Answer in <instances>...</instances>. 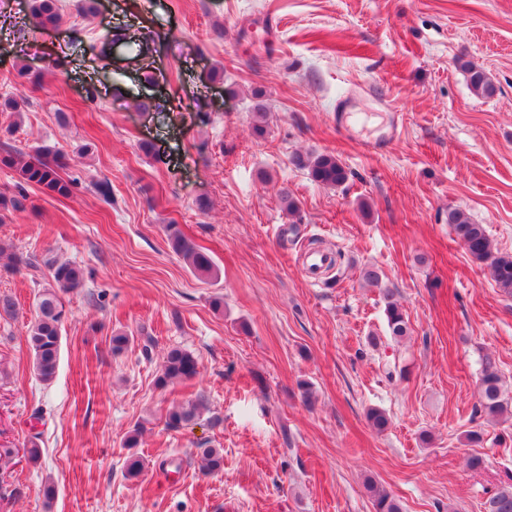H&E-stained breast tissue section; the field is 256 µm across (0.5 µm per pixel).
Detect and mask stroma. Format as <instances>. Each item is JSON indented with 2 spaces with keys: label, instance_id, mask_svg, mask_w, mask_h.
I'll return each mask as SVG.
<instances>
[{
  "label": "stroma",
  "instance_id": "stroma-1",
  "mask_svg": "<svg viewBox=\"0 0 512 512\" xmlns=\"http://www.w3.org/2000/svg\"><path fill=\"white\" fill-rule=\"evenodd\" d=\"M30 3L0 0V102L22 103L0 112V153L61 151L77 184L67 198L26 187L23 209L0 211V243L37 260L0 273L16 302L0 317V512H374L370 479L404 512H483L512 483V414L479 409L485 363L512 395V295L448 213L465 210L512 254V0H56L48 28ZM119 27L146 38L149 58L100 56ZM460 56L491 75L493 97L471 90ZM23 65L38 85L18 78ZM345 96L364 115L347 131L334 118ZM297 152L334 154L347 182L316 183ZM169 224L217 278L171 251ZM313 252L333 264L312 277ZM54 261L85 282L66 296L45 384L26 336ZM387 289L408 317L398 343ZM118 330L134 343L116 354ZM175 347L199 373L158 388ZM197 397L200 418L168 428V409ZM34 437L38 463L7 457ZM203 443L223 449L222 472H201ZM133 455L145 469L132 480Z\"/></svg>",
  "mask_w": 512,
  "mask_h": 512
}]
</instances>
